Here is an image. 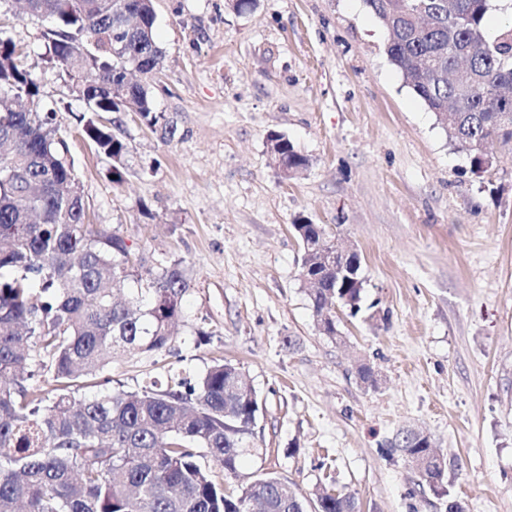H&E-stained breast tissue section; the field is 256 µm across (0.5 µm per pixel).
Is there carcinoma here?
I'll list each match as a JSON object with an SVG mask.
<instances>
[{
    "instance_id": "obj_1",
    "label": "carcinoma",
    "mask_w": 512,
    "mask_h": 512,
    "mask_svg": "<svg viewBox=\"0 0 512 512\" xmlns=\"http://www.w3.org/2000/svg\"><path fill=\"white\" fill-rule=\"evenodd\" d=\"M26 14L50 21L49 61L73 81L94 112H135L150 127L161 116L147 88L127 79L138 66L157 73L163 52L155 35L153 0H23ZM389 31L385 53L405 84L444 124L472 172L496 162L494 147L512 151V22L488 40L490 0H363ZM130 24L116 26L117 9ZM39 88L21 64L12 38L0 35V512H358L350 493L324 490L315 500L275 475L226 490L204 459L239 478L254 446L257 397L233 364L216 359L191 377L169 369L139 390L97 381L118 350L153 355L173 339L189 290L183 261L135 266L124 239L98 234L55 108L41 106ZM83 133L116 162L128 144L90 118ZM290 177L308 159L273 134ZM308 299L317 328L338 337L333 306L359 311L363 282L339 287L337 272L358 267L360 255L338 263L321 224H297ZM38 361L52 387L26 385ZM94 387L91 396L76 397ZM392 447L446 512H465L450 497L446 468L430 435L409 429Z\"/></svg>"
}]
</instances>
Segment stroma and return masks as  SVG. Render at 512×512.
Segmentation results:
<instances>
[{
    "label": "stroma",
    "mask_w": 512,
    "mask_h": 512,
    "mask_svg": "<svg viewBox=\"0 0 512 512\" xmlns=\"http://www.w3.org/2000/svg\"><path fill=\"white\" fill-rule=\"evenodd\" d=\"M153 3L161 125L95 115L129 146L116 184L82 132L85 102L46 58L44 22L0 0V31L56 105L90 224L119 233L133 261L186 267L176 336L154 359L116 355L113 387L139 388L156 362L196 375L221 357L259 404L243 476L270 473L307 497L349 491L360 512H446L389 450L412 426L434 438L466 512H512V153L472 173L363 0H257L242 13L229 0ZM272 134L307 170L278 172ZM299 217L361 255L363 309L336 307L335 340L300 280Z\"/></svg>",
    "instance_id": "stroma-1"
}]
</instances>
